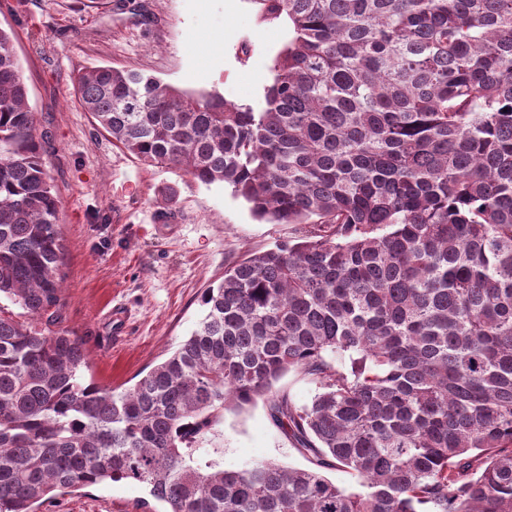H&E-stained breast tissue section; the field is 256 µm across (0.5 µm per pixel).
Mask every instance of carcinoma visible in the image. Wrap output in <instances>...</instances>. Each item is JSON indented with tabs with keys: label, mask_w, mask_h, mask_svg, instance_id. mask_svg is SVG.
I'll use <instances>...</instances> for the list:
<instances>
[{
	"label": "carcinoma",
	"mask_w": 512,
	"mask_h": 512,
	"mask_svg": "<svg viewBox=\"0 0 512 512\" xmlns=\"http://www.w3.org/2000/svg\"><path fill=\"white\" fill-rule=\"evenodd\" d=\"M255 2L292 38L254 105L111 65L76 78L143 164L295 232L225 268L120 392L62 328V203L0 28V299L29 317L0 305V512L121 481L144 512H512V0ZM290 371L311 403L276 387ZM259 400L311 466L199 459Z\"/></svg>",
	"instance_id": "cac0c4a2"
}]
</instances>
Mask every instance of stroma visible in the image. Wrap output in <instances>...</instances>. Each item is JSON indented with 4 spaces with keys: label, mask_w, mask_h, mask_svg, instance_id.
Segmentation results:
<instances>
[{
    "label": "stroma",
    "mask_w": 512,
    "mask_h": 512,
    "mask_svg": "<svg viewBox=\"0 0 512 512\" xmlns=\"http://www.w3.org/2000/svg\"><path fill=\"white\" fill-rule=\"evenodd\" d=\"M0 28L15 34L62 202L64 327L83 343L86 377L124 388L196 328L202 294L226 265L288 240L293 227L258 220L229 186L143 165L84 111L74 79L104 63L252 104L273 83L291 26L265 20L253 0H0ZM215 443L227 469L307 464L259 403L225 413ZM145 496L113 482L57 496L40 512H141Z\"/></svg>",
    "instance_id": "35a3bbf8"
}]
</instances>
